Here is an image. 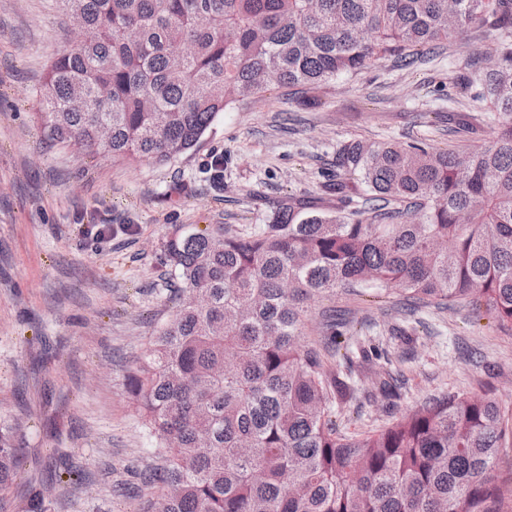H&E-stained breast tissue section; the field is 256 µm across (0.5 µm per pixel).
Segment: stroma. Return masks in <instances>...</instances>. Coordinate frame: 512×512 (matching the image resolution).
<instances>
[{
    "label": "stroma",
    "mask_w": 512,
    "mask_h": 512,
    "mask_svg": "<svg viewBox=\"0 0 512 512\" xmlns=\"http://www.w3.org/2000/svg\"><path fill=\"white\" fill-rule=\"evenodd\" d=\"M56 0H0V423L22 449L0 512H137L142 477L156 459L126 377L156 326L176 312L163 243L177 230L224 225L239 234L268 223L288 199L335 209L322 171L354 137L424 139L436 148L478 150L490 141L484 105L448 111L467 56L491 51L498 34L473 27L464 45L410 69L390 63L342 76L318 107L275 88L218 114L198 145L170 163L112 164L80 158L45 139L33 114L53 54L73 43ZM460 125L449 135V122ZM224 160L219 184L204 179ZM111 231L99 234L98 225ZM399 291L344 290L312 299L302 345L319 342L322 314L374 323L350 348L386 344L390 361L356 369L370 384L393 369L390 402L340 403L351 430L366 433L446 392L512 404V331L471 308L415 316Z\"/></svg>",
    "instance_id": "1"
}]
</instances>
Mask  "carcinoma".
<instances>
[{
  "mask_svg": "<svg viewBox=\"0 0 512 512\" xmlns=\"http://www.w3.org/2000/svg\"><path fill=\"white\" fill-rule=\"evenodd\" d=\"M83 35L39 88L46 138L78 156L166 164L229 106L272 85L427 63L475 25L499 32L470 61L448 111L476 88L493 132L479 151L423 140L351 139L322 190L330 212L289 202L249 235L177 232L163 245L176 315L128 378L161 459L139 512H512L493 471L512 440L494 397L444 394L362 435L336 402L385 401L333 370L344 322L321 349L298 344L308 302L370 284L422 305L470 306L512 331V0H58ZM19 448L0 430V489Z\"/></svg>",
  "mask_w": 512,
  "mask_h": 512,
  "instance_id": "carcinoma-1",
  "label": "carcinoma"
}]
</instances>
